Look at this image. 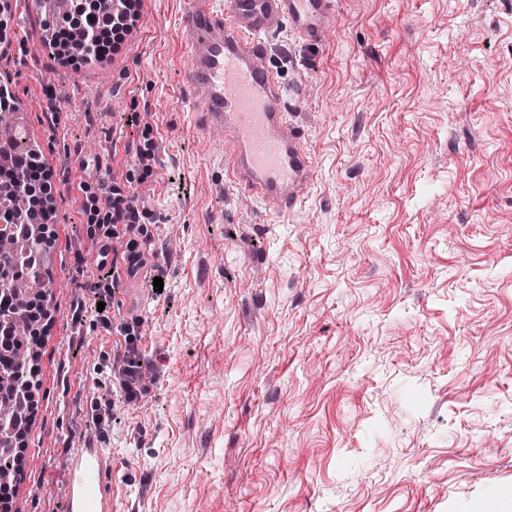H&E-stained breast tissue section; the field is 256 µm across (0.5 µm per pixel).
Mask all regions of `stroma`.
Returning a JSON list of instances; mask_svg holds the SVG:
<instances>
[{
	"instance_id": "1",
	"label": "stroma",
	"mask_w": 512,
	"mask_h": 512,
	"mask_svg": "<svg viewBox=\"0 0 512 512\" xmlns=\"http://www.w3.org/2000/svg\"><path fill=\"white\" fill-rule=\"evenodd\" d=\"M120 62L54 65L12 21L0 82L55 171V321L15 512H62L85 436L123 512H467L512 486V0H337L319 45L268 40L315 161L276 215L224 181L192 127L184 0H143ZM142 211L116 239L92 166ZM143 253L162 292L115 295L153 373L96 415L113 334L76 301Z\"/></svg>"
}]
</instances>
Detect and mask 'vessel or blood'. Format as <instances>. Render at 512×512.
I'll return each mask as SVG.
<instances>
[{"label": "vessel or blood", "instance_id": "b4317fda", "mask_svg": "<svg viewBox=\"0 0 512 512\" xmlns=\"http://www.w3.org/2000/svg\"><path fill=\"white\" fill-rule=\"evenodd\" d=\"M336 22L335 0H188L183 16L189 64L186 89L203 104L193 118L224 135V177L274 213L294 211L313 181L305 129L293 119L266 35L288 28L322 43ZM118 462L98 438L70 451L63 471V512H119Z\"/></svg>", "mask_w": 512, "mask_h": 512}]
</instances>
